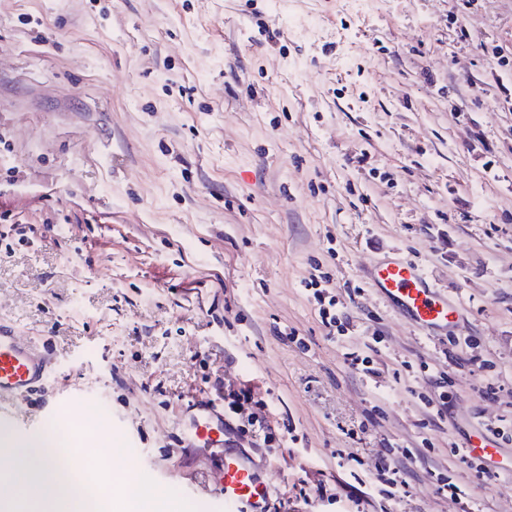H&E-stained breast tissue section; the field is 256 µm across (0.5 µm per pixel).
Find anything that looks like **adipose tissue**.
<instances>
[{"mask_svg": "<svg viewBox=\"0 0 512 512\" xmlns=\"http://www.w3.org/2000/svg\"><path fill=\"white\" fill-rule=\"evenodd\" d=\"M77 456L64 452L56 427L28 441L0 431V512H93L82 485L73 481ZM121 512H188L170 491L130 476H117Z\"/></svg>", "mask_w": 512, "mask_h": 512, "instance_id": "1", "label": "adipose tissue"}]
</instances>
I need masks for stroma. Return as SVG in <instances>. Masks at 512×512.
Listing matches in <instances>:
<instances>
[{
	"instance_id": "1",
	"label": "stroma",
	"mask_w": 512,
	"mask_h": 512,
	"mask_svg": "<svg viewBox=\"0 0 512 512\" xmlns=\"http://www.w3.org/2000/svg\"><path fill=\"white\" fill-rule=\"evenodd\" d=\"M3 231L0 322L50 339L109 498L123 469L224 512V451L181 418L246 383L242 418L292 427L242 450L275 510L512 512L511 440L486 474L452 453L512 430V0H0ZM395 249L460 303L453 335L366 287ZM372 342L375 382L345 358ZM406 448L403 489L357 505ZM328 294H330V292H328L326 287L323 289H317L313 293L315 300L320 305L319 311L322 319L321 322L325 327L329 328V332L331 334L332 329L336 327L338 322L340 328H342L344 323H342L340 316L344 318L345 321L348 320V317L345 316L343 311L336 310V306L339 302H336L335 295L328 296ZM326 298H328L327 306L325 305Z\"/></svg>"
}]
</instances>
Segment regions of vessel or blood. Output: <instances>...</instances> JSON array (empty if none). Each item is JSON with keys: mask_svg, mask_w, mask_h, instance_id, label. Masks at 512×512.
I'll list each match as a JSON object with an SVG mask.
<instances>
[{"mask_svg": "<svg viewBox=\"0 0 512 512\" xmlns=\"http://www.w3.org/2000/svg\"><path fill=\"white\" fill-rule=\"evenodd\" d=\"M372 288L394 304L411 323L431 333L456 328L460 309L437 291L418 265L400 252H391L366 273ZM50 361L44 350L22 340L12 326L0 323V423L27 433L21 411L14 402L40 392L47 383ZM194 442L204 447H223L224 415L216 406H197L186 420ZM219 491L225 512H270L266 481L243 454L225 450Z\"/></svg>", "mask_w": 512, "mask_h": 512, "instance_id": "1", "label": "vessel or blood"}]
</instances>
